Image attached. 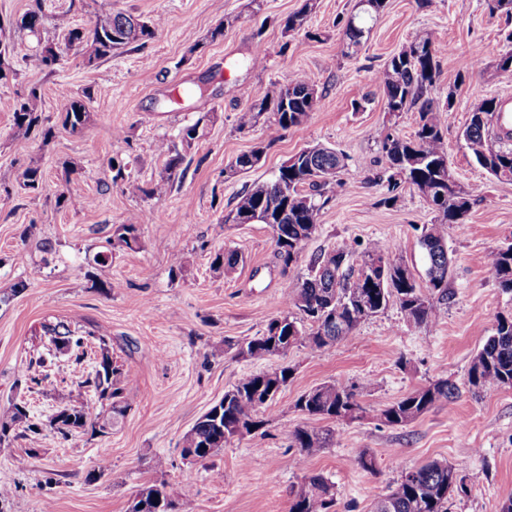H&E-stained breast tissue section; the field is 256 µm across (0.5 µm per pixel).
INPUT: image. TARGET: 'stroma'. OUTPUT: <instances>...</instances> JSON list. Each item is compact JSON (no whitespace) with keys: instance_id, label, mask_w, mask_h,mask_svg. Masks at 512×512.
<instances>
[{"instance_id":"35a3bbf8","label":"stroma","mask_w":512,"mask_h":512,"mask_svg":"<svg viewBox=\"0 0 512 512\" xmlns=\"http://www.w3.org/2000/svg\"><path fill=\"white\" fill-rule=\"evenodd\" d=\"M303 3L83 0L69 14L77 26H91L104 11L161 16L167 24L144 46L114 51L91 66L82 53L68 51L51 73L30 68L26 58L38 39L58 37L53 22L37 37L0 28V48L15 71L0 82V295L8 297L0 302V405L14 395L29 360L50 348L43 327L57 321L78 332L104 330L114 359L131 378V407L107 434H79L63 443L46 432L36 453L23 439L15 441L14 454L0 453V486L15 489L0 512H127L135 492L159 479L173 495H192L196 512H289L291 493L309 471L334 484L337 512H370L375 497L396 488L402 468L431 460L447 461L469 480L466 493L451 499L450 512H502L512 499V388L475 394L466 377L497 315L512 313V293L499 288L487 266L491 251L512 242V182L490 179L461 136L479 100L512 96V75L496 68L499 55L512 49L504 39L512 17L489 12L486 0H388L361 49L346 57L342 33L356 0H313L308 34H285L282 20ZM218 26L223 36L211 38ZM424 32L447 48L433 94L452 103L443 115L452 169L461 186L483 187L467 223L448 227L451 297L443 318L414 328L393 305L327 348H295L282 359L235 357L233 343L265 329L278 299L308 275L320 253L394 245L425 282L419 237L434 215L409 185L390 190L382 156L387 134L410 135L417 115L387 112L372 81L394 52ZM258 46L266 58L253 67L249 59ZM299 73L314 83V111L267 150L258 169L229 174L237 155L265 139L272 119L263 114L242 130L239 113L258 93H275ZM201 84L205 95L185 96V89ZM34 86L43 124L54 132L47 144L39 132L21 135L12 121L17 100ZM86 90L90 119L82 132H69L59 114ZM205 114V137L188 151L165 193L144 198L113 182L114 159L126 161L138 181L159 180L165 159L157 142L177 140L183 126ZM315 144L343 152L346 167L325 190L318 232L284 272L268 225L228 224L224 216L243 189L271 178L290 156ZM31 165L43 173L36 196L19 186ZM85 198L93 206H82ZM134 215L142 219L138 248H108L118 226ZM43 242L52 252L40 250ZM107 248L111 258L94 263ZM222 249L243 257L228 276L210 267ZM177 253L189 263L176 274ZM97 281L110 283L111 293L94 289ZM96 354L87 347L79 365L55 358L53 390L26 397L31 416L43 419L81 401L78 383ZM282 362L294 372L264 412L261 429L232 439L208 463L182 459L184 434L226 389ZM444 379L458 387L457 398L403 427L379 420L384 404ZM324 383L357 385L367 412L337 423L336 445L301 469L292 463L298 451L286 430L330 425L295 406L301 394ZM364 453L373 458V470L359 465ZM102 457L110 471L88 480ZM160 457L168 462L162 473L154 467Z\"/></svg>"}]
</instances>
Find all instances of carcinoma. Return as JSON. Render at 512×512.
Returning a JSON list of instances; mask_svg holds the SVG:
<instances>
[{"mask_svg":"<svg viewBox=\"0 0 512 512\" xmlns=\"http://www.w3.org/2000/svg\"><path fill=\"white\" fill-rule=\"evenodd\" d=\"M75 0L68 8L58 10L54 0H30L29 8L16 24L36 35L47 19L59 21L63 43L68 50L82 52L88 65L112 56V52L130 45L143 46L154 39L164 27L160 18L134 19L124 13L105 12L86 27L63 24ZM387 6V0H356L354 14L348 21L342 38V53L350 57L357 53L368 32V22L376 19ZM311 0L288 15L283 22L284 33L306 29L312 10ZM54 41L38 42L28 57L29 67L54 71L59 64ZM446 48L436 43L429 33H423L401 48L383 70L373 76V82L383 95L390 112L418 113L417 128L409 137L388 135L382 151L388 169L416 189L436 214V221L423 228L420 243L427 257L426 286H421L405 264L397 248L366 247L359 263H354L353 251L334 248L317 256L309 276L297 281L278 303V312L269 319L265 330L245 340L236 355L246 359L267 360L291 348L321 349L350 335L362 322L397 304L407 324L414 327L439 322L448 305V250L445 227L464 224L483 191L474 184L462 187L448 161V148L443 134V113L448 108L436 106L432 90L440 75L439 56ZM313 87L311 78L299 74L276 93L259 96L252 109L238 116L241 129L253 126L264 112L274 116L272 136L268 143L260 142L250 151L236 157L230 172L250 170L261 163L267 147L283 132L304 123L313 111L316 100L308 99ZM90 93L73 98L61 113V125L71 132L83 129L89 118L87 100ZM39 91L32 87L13 111L14 126L22 135L41 123L38 109ZM502 102L495 98L480 100L473 112L485 114L482 123L469 119L462 136L476 162L499 181H512V134L503 138L499 133ZM203 118L182 129L180 143L161 141L160 155L166 157V175L156 183H141L127 172L128 164L121 161L111 166L112 181L121 180L134 195L153 197L164 192L172 175L185 161L187 147L205 136ZM296 161H286L268 181L245 189L235 199V205L224 217L234 224L262 223L273 234L275 257L286 271L299 261L303 247L319 229L324 203L316 196L336 182L345 168V158L336 149L321 144L305 147L294 154ZM25 189L37 192L42 188L43 175L39 167L29 166L21 174ZM139 243V218L134 217L118 228L117 244L129 249ZM242 261L235 250L215 254L211 262L214 271L228 275ZM489 270L499 287L512 292V243L493 250L488 256ZM51 336L57 354L72 355L89 343L97 345V357L92 370L80 382L91 398L79 404H66L44 420H33L28 404L22 400L8 403L0 413V453L13 452V442L19 438L35 445L43 431L48 430L62 441L86 429L105 433L107 423L92 418L95 405L108 403L113 416L125 415L130 407L127 393L128 378L112 359L107 336L99 330H88L77 336L64 323L43 325ZM47 359L40 356L28 363L17 384L29 393H46L52 386L46 370ZM293 374L290 366L243 376L224 391L220 410L208 409L182 438L183 459L190 462L209 460L218 455L230 439L250 434L263 427L260 411L272 401L257 407L256 396L276 394ZM468 384L477 392L512 387V314L496 317L494 333L487 337L481 350L472 359L467 371ZM458 387L441 380L411 391L406 396L379 409V420L389 426H403L441 402L454 399ZM296 407L308 416L333 422L352 421L363 417L366 408L358 401L354 388L325 383L312 388L296 401ZM287 434L299 448L296 464L304 466L307 459L336 444L339 433L334 428L308 429L295 427ZM467 492L466 480L444 460H433L418 468H404L397 488L377 498L372 512H448V499L453 492ZM336 504L333 485L319 473H307L303 483L293 491L290 512H334ZM194 499L189 495L173 497L163 482L141 487L134 496L129 512H195Z\"/></svg>","mask_w":512,"mask_h":512,"instance_id":"carcinoma-1","label":"carcinoma"}]
</instances>
